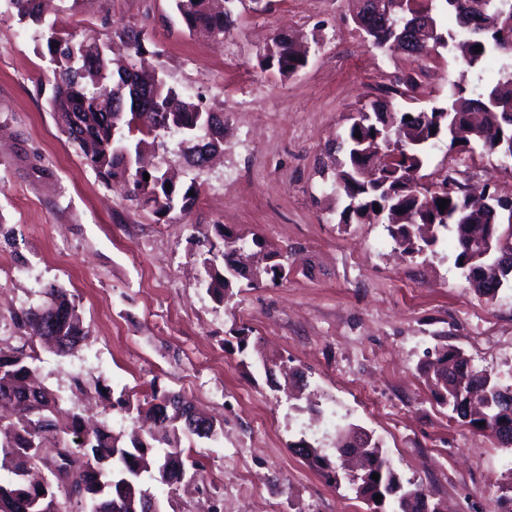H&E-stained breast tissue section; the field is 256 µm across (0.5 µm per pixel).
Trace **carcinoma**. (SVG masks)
I'll use <instances>...</instances> for the list:
<instances>
[{
    "label": "carcinoma",
    "instance_id": "1",
    "mask_svg": "<svg viewBox=\"0 0 512 512\" xmlns=\"http://www.w3.org/2000/svg\"><path fill=\"white\" fill-rule=\"evenodd\" d=\"M234 0H175L188 28L204 27L217 41L234 23L232 11L222 2ZM435 0H388V15L369 18L365 31L377 49L404 47V21L421 15L436 22ZM455 16L467 36L454 30L434 28L428 42H416L412 54L429 57L448 49L469 68L477 69L493 56L512 59V31L503 33L502 22L512 19V0H440ZM19 20L42 25L41 0H8ZM47 48L54 81L48 97L50 110L60 119L61 129L86 163L106 185L120 179L132 183L131 199L148 206L157 215L176 209L186 212L195 203V182L177 187L175 176L160 167L149 172L139 166L142 153L155 146L160 134L177 133L182 142L193 143L187 155L189 167H207L216 147L224 142V113L207 108L169 84L158 72L145 70L155 52L146 47L145 33L127 29L123 37L135 62L110 69L109 46L95 39L76 41L68 33L55 32ZM482 52H476V46ZM307 63L306 50L291 36L277 34L260 54V65L290 77ZM148 86L150 111L142 112L135 98ZM417 82L404 81L405 90L386 87L348 118L349 125L332 141V186L348 200L342 215L366 214L387 218L390 236L404 251L414 254L434 250L438 237L423 239L419 225L433 224L456 239L455 264L467 267L468 279L480 294L493 300L512 268L499 275L485 273L512 244V203L489 194L480 206L472 203L465 185L448 174L443 182L452 188L439 194L416 182L429 150L441 134L448 135V151L471 156L480 152L512 160V64L490 89L472 95L452 85L446 103L419 110H398L395 99L415 89ZM361 138H356V135ZM171 188H166V185ZM445 199V209L437 201ZM380 211H375V208ZM219 244L203 258L207 291L219 300L232 292L243 276L237 275L236 254L244 239L215 225ZM280 253L266 250L267 264L256 275L271 280L283 276L277 262ZM45 301L14 314L26 346H0V405H10L14 414L0 418V512H161V506L146 487L156 481L176 489L183 482L201 478L199 464L183 459L181 439L187 435L214 439L223 433L216 420L198 411L179 393L152 389L132 404L119 398L117 404L153 419L157 432L135 438L131 445L105 424H96L62 406L49 388L35 383L37 344L72 355L87 336L78 307L60 283L44 288ZM420 370L437 389L439 403L462 422L506 447L503 429L512 433V385L483 370L474 369L463 352L443 346ZM53 443L55 456H43L42 448ZM306 448L304 459L316 467L326 482L341 486V477L329 455L301 437L293 444ZM339 457L352 455L357 466L346 476L357 496L368 502L382 496L381 504L393 502L391 512H431L430 492L416 482H402L380 442L365 428L349 424L336 431ZM379 479H372V474Z\"/></svg>",
    "mask_w": 512,
    "mask_h": 512
}]
</instances>
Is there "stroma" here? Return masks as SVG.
Wrapping results in <instances>:
<instances>
[{
  "label": "stroma",
  "instance_id": "stroma-1",
  "mask_svg": "<svg viewBox=\"0 0 512 512\" xmlns=\"http://www.w3.org/2000/svg\"><path fill=\"white\" fill-rule=\"evenodd\" d=\"M57 24L75 39L112 45L144 29L153 62L170 83L223 110L224 155L203 170L184 166L181 137L164 136L156 162L199 188L193 209L153 214L105 186L51 112L47 31L21 23L0 0V345L20 346L11 313L63 284L88 338L61 356L39 349V380L64 406L85 409L129 434L123 395L151 389L185 395L224 425L214 439L183 438L200 460L210 495L150 482L164 512H370L347 486L330 487L290 448L306 438L332 446L355 423L377 438L395 471L422 484L446 512H497L512 486V449L452 419L419 367L441 345L512 383V287L496 299L475 291L454 263L455 241L400 255L385 225L340 221L344 200L324 173L326 147L347 116L379 88L417 79L400 108L444 102L450 83L482 90L500 60L468 70L447 52L418 58L369 46L353 22L354 0H244L223 42L181 21L175 0H53ZM304 36L307 65L282 77L260 52L279 30ZM469 185L512 197V164L475 156L457 167ZM280 247L288 274L241 282L226 304L203 287L201 255L214 224ZM248 350H240V340ZM299 369L315 408L274 391L257 352ZM83 375L97 388L75 387Z\"/></svg>",
  "mask_w": 512,
  "mask_h": 512
}]
</instances>
